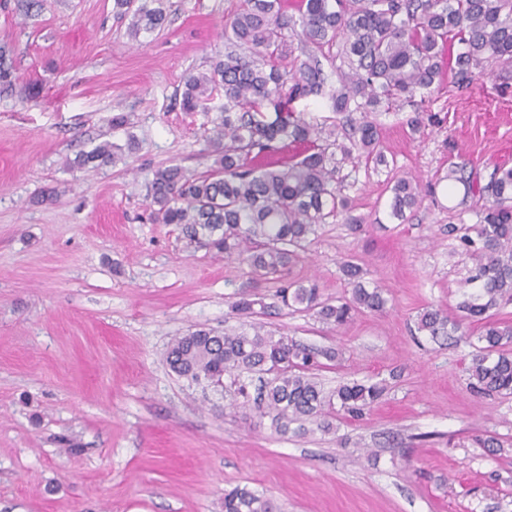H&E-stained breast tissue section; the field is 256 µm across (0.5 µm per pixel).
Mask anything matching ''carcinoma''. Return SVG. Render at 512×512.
Returning <instances> with one entry per match:
<instances>
[{"mask_svg":"<svg viewBox=\"0 0 512 512\" xmlns=\"http://www.w3.org/2000/svg\"><path fill=\"white\" fill-rule=\"evenodd\" d=\"M164 2L114 0L113 8L131 17L129 35L135 38L164 26ZM292 36L303 43L302 60L292 56ZM335 46L337 52L329 53ZM493 59L512 63V0H301L296 16L288 13L287 0H238L224 23V58L209 72L184 79L186 112L224 96V112L208 137L213 168L203 175L178 164L157 170L153 221L177 224L189 241L239 260L251 281L279 284L284 307L312 313L327 326L341 328L361 310L382 312L383 290L365 287L363 270L352 261L342 266L350 297L334 302L323 298L317 283L293 276L311 237L329 219L341 216L351 231H362L342 193L336 152L388 164L376 119L380 109L432 93L447 72L457 85H473ZM309 98L329 99L341 119L318 124L295 111V102ZM119 151L105 141L74 164L98 170L115 162ZM448 179L482 197L480 223L448 226L480 291L459 303L457 319L426 308L417 329L451 339L461 321L483 323L467 367L470 388L512 396V322L490 314L512 302V167L497 168L484 186L458 167ZM423 192L414 178L398 179L390 216L404 219L421 204ZM232 309L243 318L240 326L174 337L167 363L189 381L224 383L233 408L269 418L274 431L302 436L310 423L330 433L336 411L356 420L385 393L384 383L358 381L324 393L312 370L322 366L318 357L334 361L339 351H315L266 329L253 320L265 305L249 294ZM224 512H272V505L263 494L236 487L224 492Z\"/></svg>","mask_w":512,"mask_h":512,"instance_id":"1","label":"carcinoma"}]
</instances>
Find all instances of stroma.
Masks as SVG:
<instances>
[{"mask_svg":"<svg viewBox=\"0 0 512 512\" xmlns=\"http://www.w3.org/2000/svg\"><path fill=\"white\" fill-rule=\"evenodd\" d=\"M236 3L168 0L164 28L134 39L113 0H39L27 14L0 0V46L14 52L13 86L0 88V512H224L237 486L274 512H512V398L468 386L480 323L465 322L457 343L416 329L428 306L456 315L469 290L448 227L479 216L446 175L462 165L484 184L512 166V66L381 112L389 165L343 164L364 229L322 225L294 274L342 298L351 260L390 301L333 329L150 219L156 169L213 163L207 137L224 99L183 111V79L223 56ZM417 112L429 119L414 134ZM106 140L135 148L97 171L71 167ZM404 175L434 192L401 221L389 211ZM45 189L54 201L36 202ZM246 291L267 328L342 349L315 372L325 391L353 379L388 380V391L363 419L294 438L172 372L171 339L238 325L231 305ZM493 433L495 455L477 444Z\"/></svg>","mask_w":512,"mask_h":512,"instance_id":"stroma-1","label":"stroma"}]
</instances>
